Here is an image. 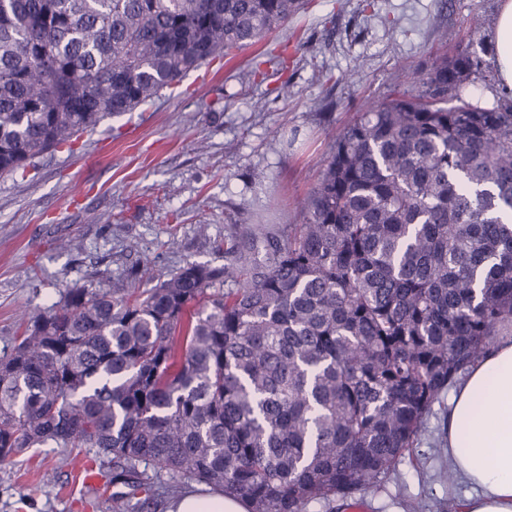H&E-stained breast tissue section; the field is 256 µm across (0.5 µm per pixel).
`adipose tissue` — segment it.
Instances as JSON below:
<instances>
[{
    "mask_svg": "<svg viewBox=\"0 0 512 512\" xmlns=\"http://www.w3.org/2000/svg\"><path fill=\"white\" fill-rule=\"evenodd\" d=\"M499 91H512V0H501L493 29ZM442 445L474 493L459 512H512V337L501 339L452 389ZM167 512H248L238 498L199 487L171 500Z\"/></svg>",
    "mask_w": 512,
    "mask_h": 512,
    "instance_id": "1",
    "label": "adipose tissue"
}]
</instances>
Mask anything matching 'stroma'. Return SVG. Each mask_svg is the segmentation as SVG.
Instances as JSON below:
<instances>
[{"label":"stroma","mask_w":512,"mask_h":512,"mask_svg":"<svg viewBox=\"0 0 512 512\" xmlns=\"http://www.w3.org/2000/svg\"><path fill=\"white\" fill-rule=\"evenodd\" d=\"M500 0H307L288 24L239 50L221 69L202 68L153 103L106 116L74 153L37 160L25 175L0 178V356L20 331L21 310L58 300L62 289L103 287L131 267L153 274L213 260L232 224L261 212L300 221L305 198L337 132L368 103L410 87L436 60L465 47L484 66L494 56ZM278 58L262 83L242 78L260 52ZM288 96H280L281 85ZM263 172L262 186L252 176ZM447 403L435 404L427 434L380 485L313 503L309 512H456L471 493L445 482L435 442ZM33 449L0 467V512H111L112 465L82 452ZM87 465L97 492L78 481Z\"/></svg>","instance_id":"1"}]
</instances>
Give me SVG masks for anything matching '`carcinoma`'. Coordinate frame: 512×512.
Wrapping results in <instances>:
<instances>
[{"label":"carcinoma","mask_w":512,"mask_h":512,"mask_svg":"<svg viewBox=\"0 0 512 512\" xmlns=\"http://www.w3.org/2000/svg\"><path fill=\"white\" fill-rule=\"evenodd\" d=\"M303 0H0V176L73 151ZM468 49L336 134L298 224L235 225L221 263L68 287L0 357V466L112 461L115 512L210 485L250 512L374 486L512 326V97L448 98Z\"/></svg>","instance_id":"cac0c4a2"}]
</instances>
